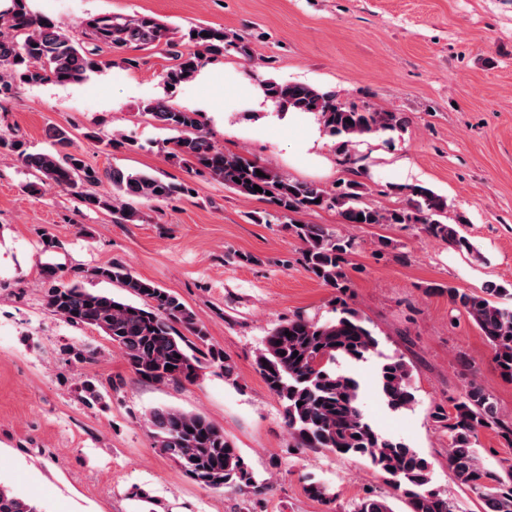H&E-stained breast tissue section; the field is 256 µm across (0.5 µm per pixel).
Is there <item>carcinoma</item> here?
Returning a JSON list of instances; mask_svg holds the SVG:
<instances>
[{
    "instance_id": "carcinoma-1",
    "label": "carcinoma",
    "mask_w": 512,
    "mask_h": 512,
    "mask_svg": "<svg viewBox=\"0 0 512 512\" xmlns=\"http://www.w3.org/2000/svg\"><path fill=\"white\" fill-rule=\"evenodd\" d=\"M190 32L196 36L188 37L189 46L171 52L176 64L164 75L171 85L193 78L210 56L235 52L249 57L241 38L222 29L197 26ZM82 34L83 38L75 39L52 19L32 14L25 0H11L0 11V109L23 86L75 83L100 71L103 44L135 50L162 42L175 46L167 38V28L149 16L93 17L84 23ZM259 87L280 112L317 116L324 134L336 139L337 150L345 156L358 139L392 135L407 124L399 112L357 109L308 84L268 78ZM144 111L159 126L175 132L169 139V159L210 176L240 196L271 200L287 220L288 230L302 243L301 262L306 271L340 293L348 288L347 267L357 247L355 238L322 224L299 225L293 215L327 209L337 211L342 223L350 226L420 224L428 236L482 260L458 225L448 223L445 198L428 188L414 186L406 206L380 210L362 201L364 186L358 181L327 189L315 182L291 180L268 164L224 151L209 137L199 112L159 99L144 104ZM46 137L51 149L30 152L16 136L0 135V151L15 155L38 174V181L25 185L32 194L46 186L70 191L90 211H108L119 223L137 224L143 220L140 206L172 202L193 191L186 181L117 166L101 172L85 162L74 148L70 131L62 126L48 127ZM258 170L262 175L256 174ZM105 180L112 191H97ZM256 185L262 191H255ZM48 276L52 284L47 304L52 311L73 325L103 332L140 378L157 383L190 381L206 364L224 369L226 378L233 376V364L208 344L207 329L195 313L177 296L134 276L124 263L112 261L95 269L93 276L121 285L139 299L136 304L92 291L78 281L57 278L53 271ZM446 292L449 301L486 338L500 376L512 381V303L501 301L512 293L497 284L479 293L453 286ZM378 347L375 332L357 313L343 307L335 318L322 323L300 316L280 322L265 337L256 364L268 390L282 402L285 424L293 435L311 448L365 457L386 476L391 492L362 499L355 512H394L392 498L404 499L409 512H453L448 499L432 486L428 460L403 441L377 430L360 407V382L341 368L367 359ZM377 388L394 412L409 410L415 403L410 369L400 356H387L380 363ZM453 409L449 413L437 404L431 411L435 423L449 433L448 468L479 495L485 512H512V467L501 473L487 469L477 448L483 430L499 433L512 445V423L499 417L492 395L475 381L453 401ZM147 423L156 446L198 484L214 489L245 486L262 493L263 486L255 484L240 450L224 435V429L204 415L160 406L149 412ZM306 491L314 499L331 501L323 482L309 479ZM0 512L39 510L0 484Z\"/></svg>"
}]
</instances>
